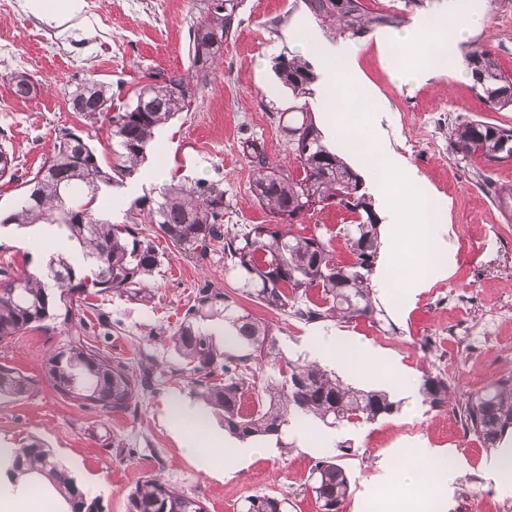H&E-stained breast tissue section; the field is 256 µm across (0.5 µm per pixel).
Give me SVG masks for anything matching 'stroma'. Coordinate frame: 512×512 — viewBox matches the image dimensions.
<instances>
[{
    "mask_svg": "<svg viewBox=\"0 0 512 512\" xmlns=\"http://www.w3.org/2000/svg\"><path fill=\"white\" fill-rule=\"evenodd\" d=\"M21 14L0 11V42L23 58V71L37 89L15 97L0 69V145L13 152L19 173L36 170L50 154L58 128L78 133L87 128L71 111L67 92L94 79L112 88H132L155 70L186 67L188 29L196 18L192 0H92L91 10L61 11L59 0L35 10L21 0ZM466 13L468 40L490 43L500 68L512 75V0H424L407 14L408 24L425 15ZM311 17L302 0H243L238 26L224 44V59L215 77L197 97L192 111L175 116L146 150L137 174L140 188L121 203L111 189L99 191L98 212L121 224L134 202L157 198L170 183L213 182L224 189V230L234 235L251 224L267 223L265 210L251 193L254 168L245 150L248 141L263 142L269 162L287 158L288 123L310 111L317 126L324 114L313 96L297 97L275 71L279 56L297 54L288 31ZM380 27L355 39L360 76L370 102L371 124L380 147L407 162L444 216L443 254L449 276L434 281L413 304L399 308L400 292L375 285V299L386 324L360 319L352 323H305L252 306L274 328L278 346L289 357L302 355L309 336L339 334L384 352L413 379L431 372L446 379L459 401L493 379L512 372V212L501 208L493 191L512 186V163L490 167L479 158L456 153L452 126L464 119L512 127V109L490 108L475 88L468 69L432 72L416 82L399 78L407 61L400 50H385L392 35ZM344 213L336 207L301 219L295 233L321 234L342 260L349 259L339 235ZM143 233L161 264L148 280L147 301L109 294L93 297L87 332L98 337L112 356L139 365L152 355L157 368L153 388L142 393L135 412L82 407L58 394L45 371V360L69 341L57 323L34 328L0 342V365L16 369L34 383L32 393L0 395V442L21 448L38 441L59 466L97 499L103 512H127V497L137 480L153 475L204 499L209 512H241L247 496L283 493L288 512H318L310 491V469L326 457H340L351 478V495L343 512H367L368 504L400 492L391 471L394 460H414L422 445L452 452L460 461L448 480L446 512H512V493L487 479L484 465L492 456L482 440L469 433L459 411L401 408L373 423L319 427L318 447L304 448L293 433L284 447L250 458L243 468L225 463L224 474L210 477L186 455L164 418L171 396L192 401L178 371L183 361L169 344L154 342L160 330L175 331L200 288L238 287L240 278L224 258L223 242H212L205 255H185L156 226ZM50 251L37 228L0 229V266L39 271ZM431 351H424V340ZM118 440L130 448L118 458L107 444ZM347 441L352 453L341 456ZM107 490H99L98 477Z\"/></svg>",
    "mask_w": 512,
    "mask_h": 512,
    "instance_id": "1",
    "label": "stroma"
}]
</instances>
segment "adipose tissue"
<instances>
[{
    "label": "adipose tissue",
    "mask_w": 512,
    "mask_h": 512,
    "mask_svg": "<svg viewBox=\"0 0 512 512\" xmlns=\"http://www.w3.org/2000/svg\"><path fill=\"white\" fill-rule=\"evenodd\" d=\"M460 14L449 15L446 22L426 16L407 32L396 34L395 42L405 49L410 64L405 78L414 79L421 67L442 69L448 64L447 52L441 51V43H453L461 38ZM307 347L315 359L323 364L340 366L352 371L358 362L376 363L380 355L367 345L341 336H315ZM169 429L181 440L184 452L205 471H213L216 459L211 456L208 441L213 436L210 418L200 407L192 406L179 397H171L165 408ZM456 469L452 456L421 452L416 470L405 466L395 469V478L401 483H416L415 493L397 495L385 500V512H441V492Z\"/></svg>",
    "instance_id": "adipose-tissue-1"
}]
</instances>
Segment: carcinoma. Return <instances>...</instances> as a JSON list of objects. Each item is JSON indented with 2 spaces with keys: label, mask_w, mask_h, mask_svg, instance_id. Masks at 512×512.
<instances>
[{
  "label": "carcinoma",
  "mask_w": 512,
  "mask_h": 512,
  "mask_svg": "<svg viewBox=\"0 0 512 512\" xmlns=\"http://www.w3.org/2000/svg\"><path fill=\"white\" fill-rule=\"evenodd\" d=\"M314 21L333 36L360 38L381 26L400 27L399 13H375L363 0H303ZM199 19L191 30L189 66L183 71L158 70L135 93L136 100L114 99L110 88L89 80L68 92L72 111L85 125L107 127L116 141L118 162L105 168L98 151L69 128L56 135L50 155L23 183L24 202L0 219V227L27 228L48 224L63 247L50 255L46 271L15 276L0 268V341L62 320L69 329L86 325L87 298L112 293L143 299L146 281L160 265L153 245L142 238L140 224H154L173 247L207 252L224 239V254L239 271L241 285L222 290L205 286L183 314L178 329L161 331L159 343H171L183 358L180 375L189 379L194 396L222 415L224 432L239 440L281 442L290 422L319 421L327 427L360 425L400 410L384 391L345 383L336 373L302 357L280 351L273 327L241 307L246 295L263 308L291 313L305 322L359 319L376 322L381 311L370 283L380 249L379 221L361 177L322 143L313 120L288 128V165L269 169L264 144L248 145L255 168L253 195L271 217L244 232L224 235V188L214 183L171 184L159 199L129 212L126 222L112 224L96 217L98 191L134 173L155 131L175 115L190 111L208 77L223 59L241 0H194ZM474 85L490 107H512V77L499 68L490 46L474 43L464 52ZM281 82L296 95L309 93L314 76L299 56H281L276 63ZM12 93L20 98L36 89L25 71L9 75ZM456 152L479 156L494 166L512 163V128L479 120H462L450 131ZM331 205L352 215L342 231L351 260L341 262L320 234L301 236L291 226L307 214ZM224 316L229 348L220 351L202 322ZM224 380L215 382V369ZM45 370L65 399L112 411H127L138 393L153 383L152 365L134 369L115 360L96 343L76 333L67 348L52 354ZM32 382L12 368L0 366V394L19 395ZM423 403L431 409L455 408L451 386L437 375L421 378ZM253 407L243 410L244 399ZM468 431L495 448L512 431V373L473 393L462 410ZM38 473L49 478L68 503L69 512H100L67 472L59 469L50 450L34 441L18 451L12 477ZM310 489L319 512L343 506L351 480L334 458L317 461ZM127 512H208L202 498L189 496L157 477L138 480L128 496ZM243 512H288L287 501L275 494L246 497Z\"/></svg>",
  "instance_id": "carcinoma-1"
}]
</instances>
